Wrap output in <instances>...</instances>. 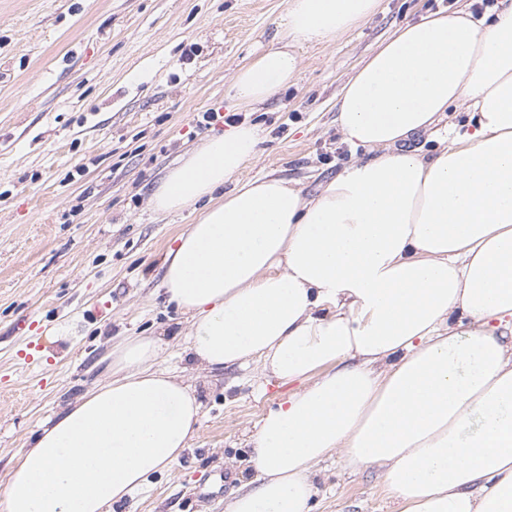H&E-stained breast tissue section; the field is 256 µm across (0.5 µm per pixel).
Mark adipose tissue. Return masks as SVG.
<instances>
[{"label": "adipose tissue", "mask_w": 512, "mask_h": 512, "mask_svg": "<svg viewBox=\"0 0 512 512\" xmlns=\"http://www.w3.org/2000/svg\"><path fill=\"white\" fill-rule=\"evenodd\" d=\"M378 0H286L291 42L323 43ZM299 58L261 52L236 106L287 87ZM464 108V123L444 124ZM336 126L369 151L305 196L240 181L263 140L241 122L192 149L155 189L161 213L202 210L162 260L204 368L257 364L294 390L250 435L257 473L225 512H311L316 466L377 467L398 512H512V5L430 12L344 84ZM437 137L427 153L408 148ZM163 341L111 353L93 386L0 483V512H115L188 448L201 403L158 367Z\"/></svg>", "instance_id": "adipose-tissue-1"}]
</instances>
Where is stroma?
I'll list each match as a JSON object with an SVG mask.
<instances>
[{
  "mask_svg": "<svg viewBox=\"0 0 512 512\" xmlns=\"http://www.w3.org/2000/svg\"><path fill=\"white\" fill-rule=\"evenodd\" d=\"M478 0H379L327 43L300 48L293 84L244 122L265 139L241 172L305 194L366 157L336 128V96L400 26ZM286 0H0V482L35 432L110 380L129 336H163L162 367L197 390L190 447L118 512H224L255 479L248 437L286 387L257 366L208 370L158 287L162 257L199 216H157L151 195L226 112L240 66L282 43ZM192 58H185L186 49ZM232 475L224 483L221 472ZM312 512H395L379 472L322 462Z\"/></svg>",
  "mask_w": 512,
  "mask_h": 512,
  "instance_id": "obj_1",
  "label": "stroma"
}]
</instances>
